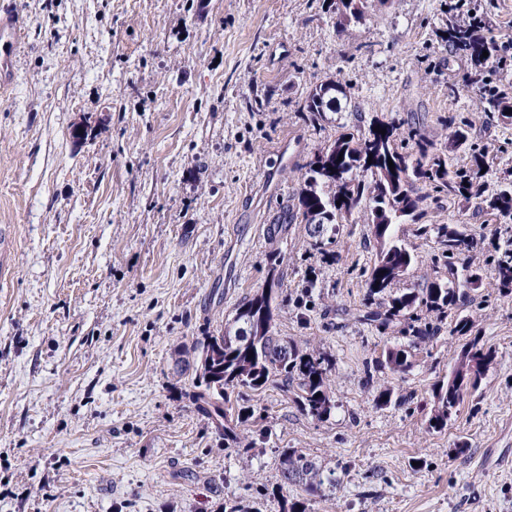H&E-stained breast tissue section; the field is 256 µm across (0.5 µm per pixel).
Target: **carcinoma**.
I'll use <instances>...</instances> for the list:
<instances>
[{
    "instance_id": "cac0c4a2",
    "label": "carcinoma",
    "mask_w": 512,
    "mask_h": 512,
    "mask_svg": "<svg viewBox=\"0 0 512 512\" xmlns=\"http://www.w3.org/2000/svg\"><path fill=\"white\" fill-rule=\"evenodd\" d=\"M396 0H338L340 23H361L375 5L392 6ZM440 37L455 52L478 67L471 83L476 86L477 113L512 120V93L498 79L482 70L499 53L497 41L489 35V22L481 18L448 17ZM488 56H482V52ZM301 111L318 122L327 113L337 116L344 132L317 150L303 176L297 193L295 217L307 225L309 245L319 249L336 241L340 225L352 217L371 225L377 243L373 264L365 270L368 298L387 295V290L416 262L415 255L402 243L395 226L418 223L424 215L426 197L418 194L417 184L432 186L453 201L467 203L479 198L493 212L496 222L505 227L491 243L487 264L499 291L512 293V179L505 177L491 195H484L481 170L486 164V147L473 136V120L450 117L444 120L451 147L466 150L470 166L458 168L448 157V147L426 139L411 129L407 139L415 149L402 150L400 121L374 117L368 127L347 128L346 120L356 112L349 85L331 76L309 88ZM385 130L380 133L375 127ZM372 163H367V160ZM394 163L389 168L388 162ZM419 236L435 234L441 253L433 264L448 270L445 279L426 280L419 291L388 295L382 309H369L363 319L384 329L397 327L408 339L384 349L382 364L394 373H404L413 365V350L438 338L443 329L464 336L473 332L475 321L462 314L461 302L483 280L481 266L460 261L468 248L465 224H425ZM281 256H270L267 288L239 304L232 322L217 333L205 328L191 344L179 352L181 375L192 372V397L208 417L224 444L237 451L252 447V442L237 432L238 415L246 391L262 393L270 388L291 395L293 402L318 420L327 418L335 408L330 375L333 363L320 351L302 349L275 335V321L280 307L276 301V278ZM473 356L480 368L474 374L453 366L448 375L436 381L431 391L432 406L426 428L442 432L460 412L466 394L477 391L483 376L494 362V353L475 336L466 342L458 360ZM282 485H300L309 496H317L324 485L335 479L325 473L315 458L298 450L280 452Z\"/></svg>"
}]
</instances>
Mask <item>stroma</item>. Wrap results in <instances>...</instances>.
<instances>
[{
    "label": "stroma",
    "mask_w": 512,
    "mask_h": 512,
    "mask_svg": "<svg viewBox=\"0 0 512 512\" xmlns=\"http://www.w3.org/2000/svg\"><path fill=\"white\" fill-rule=\"evenodd\" d=\"M457 3L397 0L345 29L336 0H11L24 44L0 94V226L15 233L0 512H222L228 498L279 512L284 497L307 512H512V296L484 273L464 312L494 363L447 430L427 432L431 387L465 337L417 350L403 374L381 366L401 337L356 316L369 225H344L327 261L291 220L305 165L337 132L308 120L302 94L334 71L368 117L437 138L471 116L470 63L438 35ZM474 134L491 192L512 171V121L476 119ZM419 191L426 222L464 220L483 264L494 216ZM397 234L420 262L395 292L444 275L436 237ZM275 251L276 332L332 359L336 407L319 420L276 390L246 397L243 454L217 443L174 350L265 288ZM384 387L395 398L376 405ZM282 448L335 487L281 488Z\"/></svg>",
    "instance_id": "obj_1"
}]
</instances>
